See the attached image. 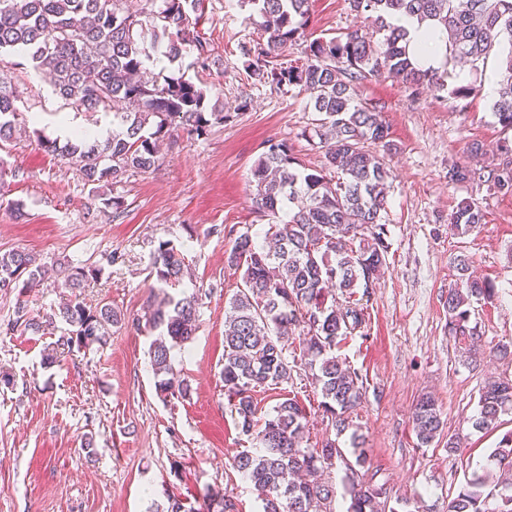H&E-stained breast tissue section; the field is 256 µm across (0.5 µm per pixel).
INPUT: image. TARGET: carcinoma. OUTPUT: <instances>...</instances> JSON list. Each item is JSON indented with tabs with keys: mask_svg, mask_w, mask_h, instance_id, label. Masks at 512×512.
<instances>
[{
	"mask_svg": "<svg viewBox=\"0 0 512 512\" xmlns=\"http://www.w3.org/2000/svg\"><path fill=\"white\" fill-rule=\"evenodd\" d=\"M157 10L132 12L126 0H0V141L13 138L16 125L36 115L21 110L22 91L8 77L24 57L42 75L52 93L86 112L114 113L112 137L90 143L85 138H41L45 150L76 169L95 188L116 184L132 173H146L158 162L157 141L174 128L198 137L226 118L204 108L206 89L179 69L163 78L150 66L162 57L175 62L196 50L195 65L210 67L207 43L196 31L203 0H161ZM260 18L266 42L243 45V67L253 84L277 90L299 87L311 93L317 118L309 138L318 140L324 161L307 168L288 154L284 143H271L251 168L253 204L266 221L260 245L246 231L239 234L225 262L241 272L238 291L229 299L224 321V393L240 433L258 448L242 452L234 468L253 485L263 512H335L336 488L328 470L342 451L336 441L309 443L307 413L297 396L284 394L261 412L256 388L291 379L289 341L302 344L304 366L320 391L322 421L337 435L349 433L355 465L366 462L364 437L353 428L352 414L365 398L363 378L336 355L347 338L365 335L370 275L383 266L388 243L383 222L390 172L381 149L389 131L380 113L360 98L370 74L385 73L424 92H447L466 99L475 85L448 72V66L424 68L406 50L407 32L391 24L397 14L416 19L432 32L446 34V57L479 70L489 56L500 60L503 79L493 102L498 123L512 131V0H350L358 15L373 19L383 38L374 41L351 29L307 46L301 62H283L288 45L303 35L311 0H247ZM487 189L512 194V162L492 170ZM484 214L463 201L451 214L459 235L482 223ZM457 287L444 306L448 330L469 353H478V336L469 326L473 303L494 295L493 285L456 259ZM185 258L173 243H159L151 274L161 289L183 279ZM47 266L16 250L0 254V291L17 292L14 317L5 334L39 333L56 323L65 332L42 352V364H55L64 353L107 343L120 312L109 304L89 307L82 290L99 270L76 266L65 280L71 299L43 320L28 316L25 291L48 276ZM145 326L157 332L151 344L156 392L163 398L187 395L189 385L174 369L172 352L192 342L198 330L199 298L167 292L144 311ZM512 413V378L491 379L481 389L471 427L494 432L501 416ZM417 445L427 447L443 433L438 401L421 396L413 411ZM346 512H399L409 505L387 488L350 480ZM208 512H238L232 497L218 490L206 494ZM446 512H512V431L504 433L486 462L478 465Z\"/></svg>",
	"mask_w": 512,
	"mask_h": 512,
	"instance_id": "obj_1",
	"label": "carcinoma"
}]
</instances>
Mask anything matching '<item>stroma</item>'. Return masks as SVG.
Returning <instances> with one entry per match:
<instances>
[{
  "instance_id": "stroma-1",
  "label": "stroma",
  "mask_w": 512,
  "mask_h": 512,
  "mask_svg": "<svg viewBox=\"0 0 512 512\" xmlns=\"http://www.w3.org/2000/svg\"><path fill=\"white\" fill-rule=\"evenodd\" d=\"M359 23L348 0H311L304 38L289 47V60L302 58L308 41ZM197 31L212 63L194 67L192 51L181 63L208 89L209 107L227 119L199 138L180 130L165 136L153 170L112 186L121 200L116 213L40 142L56 138L63 119L98 129L110 126L111 116L66 105L42 77L25 75L37 120L32 132L0 148L12 168L0 181V252H29L51 270V279L26 295L31 316L68 298L63 282L71 268L91 266L101 273L85 288L84 302L111 304L122 321L105 345L66 354L48 368L41 351L51 335L0 333V368L11 374L10 382L0 381V512H154L170 496L187 512H205L210 487L233 496L239 512H260L255 489L232 466L251 443L235 425L221 376L225 306L240 283L225 253L240 233L263 228L250 180L267 141L287 144L309 168L321 165L323 152L304 134L315 117L309 92L258 88L248 79L240 47L266 39L250 6L204 0ZM361 94L381 113L393 143L386 155L389 249L369 290L368 331L349 338L341 353L366 389L354 420L365 437L364 481L430 504L464 484L497 443V435L474 432L468 419L486 379L512 377V361L492 354L493 347L512 346V195L490 193L481 177L502 163L499 146L508 133L482 90L465 100L444 92L417 96L381 75L368 77ZM474 142L482 155H466ZM453 164L468 167L470 179L449 182ZM464 200L482 209L484 221L460 235L449 217ZM162 241L186 257L183 291L202 295L196 337L175 354L190 390L167 400L155 390L152 338L135 325L157 291L149 267ZM459 256L495 288L471 309L485 352L477 362L448 333L444 301L456 285ZM292 377L310 442L336 437L322 421L321 397L304 366ZM425 393L437 400L446 427L444 440L421 448L412 413ZM452 435L461 439L454 453L445 443Z\"/></svg>"
}]
</instances>
